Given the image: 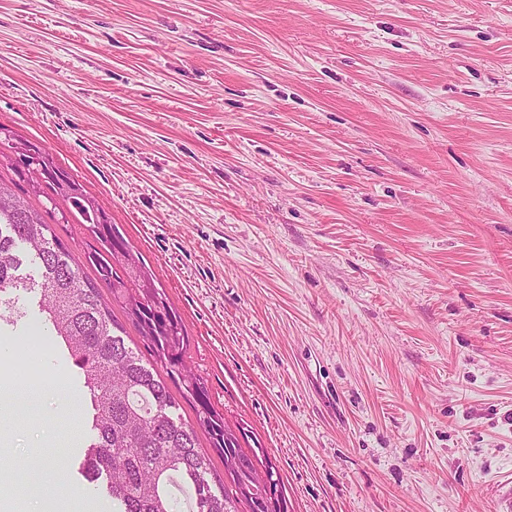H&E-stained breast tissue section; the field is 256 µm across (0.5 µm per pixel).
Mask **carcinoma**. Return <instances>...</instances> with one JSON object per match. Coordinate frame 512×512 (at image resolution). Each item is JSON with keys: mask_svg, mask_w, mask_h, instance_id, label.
Listing matches in <instances>:
<instances>
[{"mask_svg": "<svg viewBox=\"0 0 512 512\" xmlns=\"http://www.w3.org/2000/svg\"><path fill=\"white\" fill-rule=\"evenodd\" d=\"M2 144L19 158L11 164L12 186L0 181V325L16 327L26 316L20 300H36L81 370L91 420L80 473L112 498V512H178L174 479L189 492L192 512H287L281 493L259 496L249 489L257 454L238 446L203 378L188 368L182 318L141 254L40 143L0 125ZM25 184L52 206L62 201L82 215L89 238L85 264L96 278L85 274L50 224L14 192ZM115 303L147 340L166 377L118 335L123 327L113 317ZM168 379L193 409L195 424L176 414ZM200 432L224 458L222 480L211 477L209 458L198 447Z\"/></svg>", "mask_w": 512, "mask_h": 512, "instance_id": "obj_1", "label": "carcinoma"}]
</instances>
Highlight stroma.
Instances as JSON below:
<instances>
[{
    "instance_id": "35a3bbf8",
    "label": "stroma",
    "mask_w": 512,
    "mask_h": 512,
    "mask_svg": "<svg viewBox=\"0 0 512 512\" xmlns=\"http://www.w3.org/2000/svg\"><path fill=\"white\" fill-rule=\"evenodd\" d=\"M0 125L42 142L180 313L287 512H497L512 485V0H0ZM75 403L0 472L79 481Z\"/></svg>"
}]
</instances>
